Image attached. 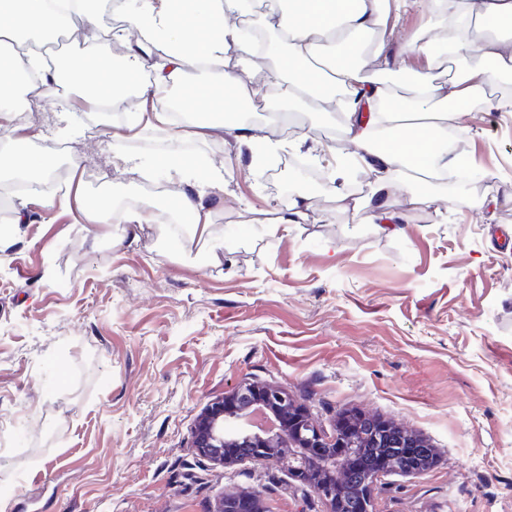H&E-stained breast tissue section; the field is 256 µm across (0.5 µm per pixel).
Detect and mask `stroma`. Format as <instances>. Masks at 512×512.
<instances>
[{
	"label": "stroma",
	"mask_w": 512,
	"mask_h": 512,
	"mask_svg": "<svg viewBox=\"0 0 512 512\" xmlns=\"http://www.w3.org/2000/svg\"><path fill=\"white\" fill-rule=\"evenodd\" d=\"M429 0H410L390 37L396 63L374 79L406 90L430 72ZM107 18L73 25L65 53L79 63ZM123 41L102 56L121 58ZM252 79V113L213 117L187 98L210 79L186 71L174 92L187 118L169 131L116 141L125 107L26 88L0 101L18 117L32 154L56 171L51 191L16 195L26 222L0 237V488L6 512H214L227 494L257 495L265 512H326L280 463L218 465L192 444L212 399L241 383L284 389L316 424L372 414L426 441L434 464L421 475L385 474L375 512H512V112L487 103L461 110L453 141L485 182L468 196L430 188L413 206L408 187L385 201L399 223H360L332 190L310 192L305 223L268 233L288 210L292 160L317 173L349 153L336 116L288 107L304 126L263 175L234 129L261 125L268 62L231 50ZM96 127L89 137L88 127ZM175 151L189 167L224 174L213 223L220 261L183 251L169 235L175 183L157 166ZM141 165H117L120 153ZM97 184L66 186L71 163ZM103 197L112 221L87 225L74 196ZM144 217L128 237L121 216Z\"/></svg>",
	"instance_id": "35a3bbf8"
}]
</instances>
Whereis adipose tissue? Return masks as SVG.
Returning a JSON list of instances; mask_svg holds the SVG:
<instances>
[{
    "instance_id": "1",
    "label": "adipose tissue",
    "mask_w": 512,
    "mask_h": 512,
    "mask_svg": "<svg viewBox=\"0 0 512 512\" xmlns=\"http://www.w3.org/2000/svg\"><path fill=\"white\" fill-rule=\"evenodd\" d=\"M405 0H269L259 16L263 30H278L289 41L268 74L270 92L287 86L289 93L308 94L311 111L336 112L343 136L354 147L353 159L372 179L374 196L385 197L412 173L438 177L455 158L445 156L448 117L428 113L416 105L424 96L435 101L466 100L484 95L496 77L512 74V0H431V12L448 51L458 56L475 52L491 62V69L468 68L455 79L438 81L417 75L406 95L393 96L382 86L368 85L365 67L389 69L392 58L386 33L389 16L401 13ZM48 0H0V18L50 31L61 20L47 7ZM251 9L247 0H194L188 21L175 20L169 0H140L118 35L127 44L122 62L92 54L81 62L80 86L94 101L115 106L126 90L140 98L161 96L188 68L206 63L224 69L223 84L241 100L251 97L249 81L229 65L230 46L239 45V27ZM335 43L329 78L316 82H284V75L312 68L317 49ZM166 52L155 56V44ZM180 175L173 192L179 213L191 218V240L218 259L224 241L213 228V207L224 197L221 173L205 175L175 157L165 160Z\"/></svg>"
}]
</instances>
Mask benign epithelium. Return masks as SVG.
<instances>
[{"mask_svg": "<svg viewBox=\"0 0 512 512\" xmlns=\"http://www.w3.org/2000/svg\"><path fill=\"white\" fill-rule=\"evenodd\" d=\"M452 184L459 195L484 182L470 165ZM193 445L200 455L226 465L246 458L258 462L288 461L292 475L328 506L327 512H348L349 496L359 492L371 503L382 471L364 458L348 467L336 464L333 448H375L408 473H421L432 454L419 437L397 425L358 415L344 435L328 436L285 391L243 383L229 398L210 402L199 415ZM215 512H261L255 495H228Z\"/></svg>", "mask_w": 512, "mask_h": 512, "instance_id": "benign-epithelium-1", "label": "benign epithelium"}]
</instances>
